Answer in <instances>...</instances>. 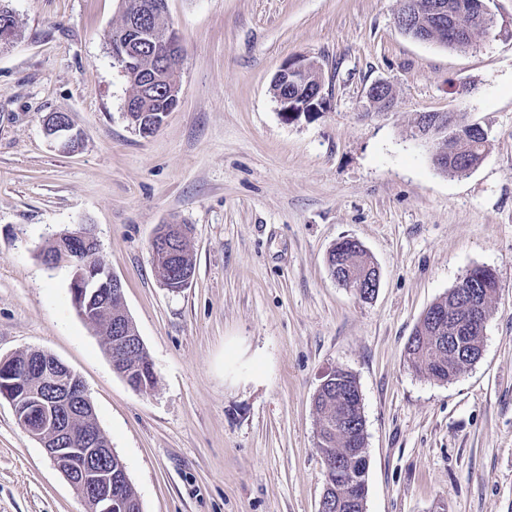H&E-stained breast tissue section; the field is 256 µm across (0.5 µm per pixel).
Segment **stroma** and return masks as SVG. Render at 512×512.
Masks as SVG:
<instances>
[{
	"mask_svg": "<svg viewBox=\"0 0 512 512\" xmlns=\"http://www.w3.org/2000/svg\"><path fill=\"white\" fill-rule=\"evenodd\" d=\"M0 359L42 350L82 379L142 512H318L324 465L311 400L332 369L362 395L365 512H512V0L466 50L417 41L402 0H168L180 34L177 107L151 135L125 114L130 84L107 34L119 0H1ZM321 69L323 112L290 122L272 79ZM388 81V114L366 92ZM70 116L68 151L43 119ZM455 112L489 133L449 176L411 136ZM193 228L179 292L153 264L159 225ZM93 225L156 376L140 393L78 314L72 269L40 253ZM359 241L380 270L361 300L327 254ZM495 271L480 359L450 382L415 372L408 340L474 267ZM0 512H87L0 400Z\"/></svg>",
	"mask_w": 512,
	"mask_h": 512,
	"instance_id": "35a3bbf8",
	"label": "stroma"
}]
</instances>
